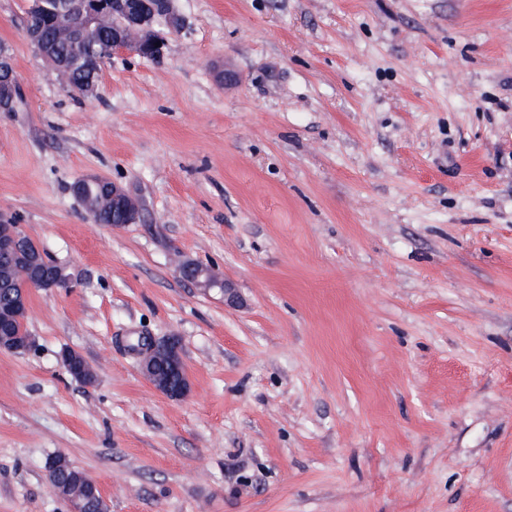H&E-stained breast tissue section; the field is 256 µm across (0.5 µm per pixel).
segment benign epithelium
I'll return each mask as SVG.
<instances>
[{"instance_id": "obj_1", "label": "benign epithelium", "mask_w": 512, "mask_h": 512, "mask_svg": "<svg viewBox=\"0 0 512 512\" xmlns=\"http://www.w3.org/2000/svg\"><path fill=\"white\" fill-rule=\"evenodd\" d=\"M24 36L36 46L39 55L48 63V76L66 83L72 79L71 65L64 57H56L47 50L40 39V32L30 26L38 19L70 36L73 41L83 39L86 33L108 23L110 37L100 47L97 63L113 55L130 51L150 60L164 55L167 36L181 33L185 18L178 10L175 0H63L57 9L50 12L46 0H27ZM161 46H155V43ZM19 79L12 58L4 48L0 49V111L14 112L21 100ZM97 183L102 186L112 201V211L121 216L120 223L133 224L142 217V209L129 190L105 177L91 176L77 181L72 191L75 196L83 194L85 186ZM26 243L21 260L26 265L28 282L43 290H54L70 285L76 277L68 268L44 255L28 237L22 225L0 221V257L18 253L21 243ZM179 276L205 292L217 290L224 295V305L236 308L242 299L235 285L217 276L210 267L195 261L182 263ZM28 298L13 303L0 322L8 323L10 317L26 321ZM134 352L139 358V369L157 390L171 398H181L190 389L189 377L181 356L178 339L174 336L155 340L143 336Z\"/></svg>"}]
</instances>
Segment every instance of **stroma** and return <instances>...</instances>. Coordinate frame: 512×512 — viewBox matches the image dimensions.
<instances>
[{
    "label": "stroma",
    "instance_id": "35a3bbf8",
    "mask_svg": "<svg viewBox=\"0 0 512 512\" xmlns=\"http://www.w3.org/2000/svg\"><path fill=\"white\" fill-rule=\"evenodd\" d=\"M25 7L0 0V220L77 279L0 351V512H70L57 454L109 512H512V0H178L164 57L115 55L91 99ZM89 175L142 220H90ZM141 336L179 337L187 396ZM22 93L12 58L5 48L0 49V111L15 112ZM89 183H97L102 186L109 199L112 201V211L106 209L98 202V193L100 191L99 186ZM87 184L89 185L85 188ZM84 189L86 192V203L90 207L92 213H94L91 215L96 222L100 221V224H112V220H118L117 216H112L113 211L118 212L121 216L120 223L113 224V226L133 224L141 219L142 209L138 201L131 192L123 186L114 183L105 177L91 176L80 179L72 187V191L77 198L83 194ZM177 273L179 276L205 292L218 290L224 295V305L229 308L239 307L242 299L235 285L223 277L217 276L210 267L195 261L182 263ZM133 351L139 358V369L157 390L171 398L184 397L190 389L189 377L181 356L178 339L174 336L155 340L142 336ZM158 359L163 360L164 373H158L153 366Z\"/></svg>",
    "mask_w": 512,
    "mask_h": 512
}]
</instances>
